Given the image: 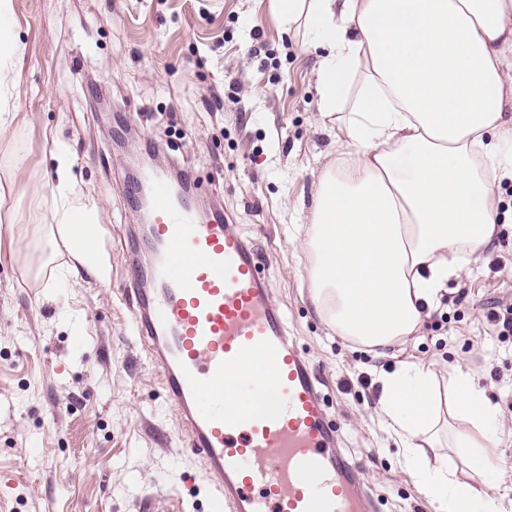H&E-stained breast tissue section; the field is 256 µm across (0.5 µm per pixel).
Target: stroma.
<instances>
[{
  "label": "stroma",
  "mask_w": 512,
  "mask_h": 512,
  "mask_svg": "<svg viewBox=\"0 0 512 512\" xmlns=\"http://www.w3.org/2000/svg\"><path fill=\"white\" fill-rule=\"evenodd\" d=\"M22 59L0 131V512H206L212 486L166 400L160 370L123 301L140 249L131 169L155 151L192 176L254 247L286 334L320 380L338 448L376 512H435L377 421L378 373L397 361L438 376L458 363L499 411L488 453L512 498V179L497 188L493 246L450 280L421 329L380 355L332 334L309 296L310 221L334 133L316 93L320 50L273 0H13ZM65 145L75 190L95 211L106 281L57 245L41 274L26 259L53 223L52 154Z\"/></svg>",
  "instance_id": "stroma-1"
}]
</instances>
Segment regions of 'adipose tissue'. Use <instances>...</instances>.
Instances as JSON below:
<instances>
[{
	"mask_svg": "<svg viewBox=\"0 0 512 512\" xmlns=\"http://www.w3.org/2000/svg\"><path fill=\"white\" fill-rule=\"evenodd\" d=\"M324 55L319 110L344 136L323 166L302 241L311 303L337 336L385 352L419 331L449 280L497 231V181L512 178V0H274ZM0 0V82L21 58ZM58 234L92 267L94 220L57 148ZM378 413L436 512H505L487 446L498 412L471 370L440 389L429 366L382 373ZM446 440L484 488L430 464L415 444Z\"/></svg>",
	"mask_w": 512,
	"mask_h": 512,
	"instance_id": "obj_1",
	"label": "adipose tissue"
}]
</instances>
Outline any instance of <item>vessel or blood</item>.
Listing matches in <instances>:
<instances>
[{"instance_id":"obj_1","label":"vessel or blood","mask_w":512,"mask_h":512,"mask_svg":"<svg viewBox=\"0 0 512 512\" xmlns=\"http://www.w3.org/2000/svg\"><path fill=\"white\" fill-rule=\"evenodd\" d=\"M151 266L126 293L169 404L213 484L208 512H372L366 485L336 448L319 379L267 301L253 247L223 219H200L168 177L148 176ZM268 374L241 377L239 396L275 408L224 406L229 374L250 356Z\"/></svg>"}]
</instances>
